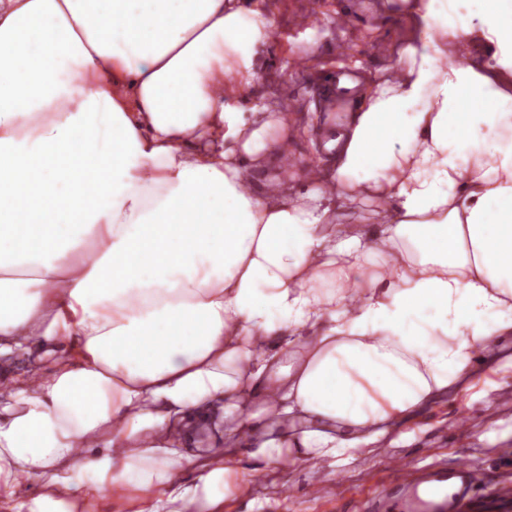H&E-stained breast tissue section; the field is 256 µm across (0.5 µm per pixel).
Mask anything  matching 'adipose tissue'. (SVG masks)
I'll use <instances>...</instances> for the list:
<instances>
[{"label":"adipose tissue","mask_w":512,"mask_h":512,"mask_svg":"<svg viewBox=\"0 0 512 512\" xmlns=\"http://www.w3.org/2000/svg\"><path fill=\"white\" fill-rule=\"evenodd\" d=\"M416 11L406 63L368 88L331 174L375 203L365 233L321 189L247 185L288 145L283 114L237 105L270 34L259 10L0 0V165L32 167L40 207L73 214L61 234L0 235V355L50 366L0 391V497L22 472L41 487L15 512H78L105 488L138 489L135 512L220 502L229 466L184 451L214 404L234 445L254 420L315 421L261 443L267 461L333 458L512 337V95L494 81L512 71V0ZM480 41L492 61L442 66ZM65 60L81 70L62 84ZM327 270L341 285L321 293Z\"/></svg>","instance_id":"ef3b65f1"}]
</instances>
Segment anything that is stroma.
Returning a JSON list of instances; mask_svg holds the SVG:
<instances>
[{
    "mask_svg": "<svg viewBox=\"0 0 512 512\" xmlns=\"http://www.w3.org/2000/svg\"><path fill=\"white\" fill-rule=\"evenodd\" d=\"M263 5L271 35L254 61L250 104L276 112L283 103L295 104L288 124L299 133L288 144L293 166L253 169L260 191L277 181L300 185L298 161L332 167L322 149L313 84L340 69L354 73L361 84L391 75L418 20L414 0H263ZM505 395L512 396L511 337L494 351L479 353L472 373L450 393L343 457L303 464L285 454L267 462L255 451L279 432L257 428L228 457L235 476L223 501L199 512H359L362 501L390 491L397 460L449 467L462 458L491 473L512 470V457L499 454L512 448V408L496 406Z\"/></svg>",
    "mask_w": 512,
    "mask_h": 512,
    "instance_id": "stroma-1",
    "label": "stroma"
}]
</instances>
